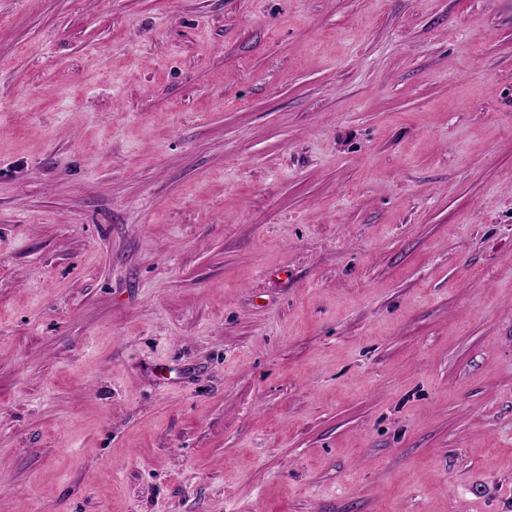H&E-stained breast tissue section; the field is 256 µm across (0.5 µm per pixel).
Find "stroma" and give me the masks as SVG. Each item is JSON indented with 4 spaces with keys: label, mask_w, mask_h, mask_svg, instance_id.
<instances>
[{
    "label": "stroma",
    "mask_w": 512,
    "mask_h": 512,
    "mask_svg": "<svg viewBox=\"0 0 512 512\" xmlns=\"http://www.w3.org/2000/svg\"><path fill=\"white\" fill-rule=\"evenodd\" d=\"M0 512H512V0H0Z\"/></svg>",
    "instance_id": "1"
}]
</instances>
